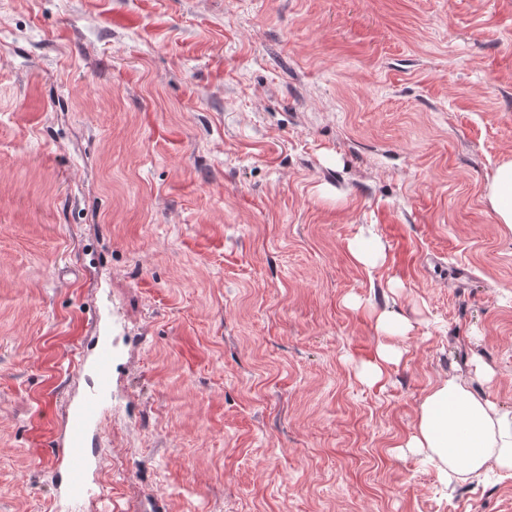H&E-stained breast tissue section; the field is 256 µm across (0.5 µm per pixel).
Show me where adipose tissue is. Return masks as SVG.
<instances>
[{"mask_svg":"<svg viewBox=\"0 0 512 512\" xmlns=\"http://www.w3.org/2000/svg\"><path fill=\"white\" fill-rule=\"evenodd\" d=\"M484 199L496 222L512 229L511 159L494 170ZM376 330L385 341L360 372L369 385L383 381L398 362L401 353L390 340L407 335L411 324L403 315L383 312L376 318ZM404 445L425 455L448 480L489 468L512 474V409H502L475 393L466 379L451 376L429 389Z\"/></svg>","mask_w":512,"mask_h":512,"instance_id":"obj_1","label":"adipose tissue"}]
</instances>
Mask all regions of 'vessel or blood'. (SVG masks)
Instances as JSON below:
<instances>
[{"instance_id":"obj_1","label":"vessel or blood","mask_w":512,"mask_h":512,"mask_svg":"<svg viewBox=\"0 0 512 512\" xmlns=\"http://www.w3.org/2000/svg\"><path fill=\"white\" fill-rule=\"evenodd\" d=\"M117 355L110 337H97L92 351L91 368L96 376L95 388L69 403L62 433L61 446L67 464L53 482L57 499L73 502L93 492L90 475L102 466L101 458L89 450V439L112 393V376Z\"/></svg>"}]
</instances>
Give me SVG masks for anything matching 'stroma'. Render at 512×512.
Instances as JSON below:
<instances>
[{
  "mask_svg": "<svg viewBox=\"0 0 512 512\" xmlns=\"http://www.w3.org/2000/svg\"><path fill=\"white\" fill-rule=\"evenodd\" d=\"M507 159L512 0H0V512H54L97 326L76 512H512L401 445L448 376L512 408ZM375 309L413 329L370 386ZM484 199L496 222L512 230V160L494 170L485 187ZM349 249L353 258L363 266H376L385 258L383 245L371 233L357 237L350 243ZM117 355L109 336H98L94 342L91 368L96 387L84 393L67 408L61 445L67 464L56 473L53 482L55 497L68 502L79 501L94 494L90 474L99 470L103 460L89 451V439L112 393V376Z\"/></svg>",
  "mask_w": 512,
  "mask_h": 512,
  "instance_id": "35a3bbf8",
  "label": "stroma"
}]
</instances>
